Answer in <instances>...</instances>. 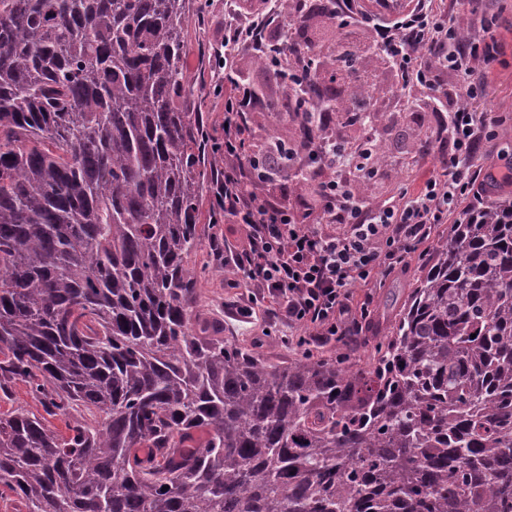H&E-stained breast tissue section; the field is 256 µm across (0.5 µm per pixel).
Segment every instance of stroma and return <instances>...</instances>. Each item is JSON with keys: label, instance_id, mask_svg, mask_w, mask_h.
I'll return each mask as SVG.
<instances>
[{"label": "stroma", "instance_id": "stroma-1", "mask_svg": "<svg viewBox=\"0 0 512 512\" xmlns=\"http://www.w3.org/2000/svg\"><path fill=\"white\" fill-rule=\"evenodd\" d=\"M484 10L494 21L493 34L506 45L481 100L483 107L491 109L501 118L494 139L483 148L484 162L501 166L512 162V0H486ZM224 12L225 0H206L203 11L191 17L186 33L187 72L194 85L191 105L201 108L204 135L209 139L224 135L221 127L224 100L214 95L212 72L213 54L224 40ZM362 66L363 74L373 90L376 107L387 113L396 132L402 133L406 141H414L419 134L438 128L440 119L431 110L427 90H417L414 106H407L396 95V73L387 67L382 58L365 55ZM434 163L435 158L431 155L416 162L411 155L390 149L380 163L374 181L364 189L367 201L376 203L386 200L399 188L414 185ZM211 199V194H204L199 224L203 246L189 260L198 279L194 311L217 327L226 342L258 353L272 364H288L296 358V349L281 335L268 336L264 333L273 320L271 312L258 307L248 319L238 318L235 314V304L247 302L251 290L246 283H234L233 272L225 269L223 261L215 257L213 243L219 240L232 246L240 245L243 230L237 224H211ZM448 230V225H438L425 244L423 254L413 258L406 272L385 278L380 287L371 290L356 286V298L367 295L372 298L373 328L364 334L365 345H356L352 338L346 337L314 347L313 355L328 357L346 354L364 366L374 363L380 356L379 343L383 329L397 318L421 270L429 263L439 242L447 237Z\"/></svg>", "mask_w": 512, "mask_h": 512}]
</instances>
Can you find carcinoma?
<instances>
[{
	"mask_svg": "<svg viewBox=\"0 0 512 512\" xmlns=\"http://www.w3.org/2000/svg\"><path fill=\"white\" fill-rule=\"evenodd\" d=\"M194 0H0V499L25 512H512V222L451 225L368 369L192 322L214 181ZM343 126L363 54L274 48ZM207 438L195 448L192 431ZM20 408L33 411L35 413H40L44 415V417L46 416L52 427L57 428L59 431L65 432L64 422L59 419H54L47 416L44 413L42 406L37 401L32 399L25 384L17 382L11 384L7 392L2 393L0 391V413Z\"/></svg>",
	"mask_w": 512,
	"mask_h": 512,
	"instance_id": "carcinoma-1",
	"label": "carcinoma"
}]
</instances>
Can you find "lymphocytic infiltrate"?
<instances>
[{"instance_id":"f902f5d3","label":"lymphocytic infiltrate","mask_w":512,"mask_h":512,"mask_svg":"<svg viewBox=\"0 0 512 512\" xmlns=\"http://www.w3.org/2000/svg\"><path fill=\"white\" fill-rule=\"evenodd\" d=\"M263 2V10L255 13L238 8L229 13L225 61L257 53L262 33L285 21V0ZM320 10L330 23L369 30L377 51L401 78V97L416 86L431 91L451 147L439 153L418 185L371 206L350 181L367 172L374 159L367 146L349 147L318 135L303 146L273 139L265 152L247 154L246 115L257 111V96L225 72L226 128L213 143L224 168L213 190V221L240 225L244 241L238 248L225 247L224 263L255 288L251 304L272 305L282 321L301 330V347L359 335L369 325L370 311L354 305L356 286L373 288L382 277L405 270L435 226L461 223L491 202V187L512 184V163L500 169L480 163L483 145L500 119L479 102L502 51L487 18L479 14L480 0H470L466 26L456 24L443 0H407L397 10L374 14L366 13L360 0H306L305 14ZM437 67L455 74L456 94L437 85ZM313 166L327 173L315 215L265 199L264 184L300 178Z\"/></svg>"}]
</instances>
